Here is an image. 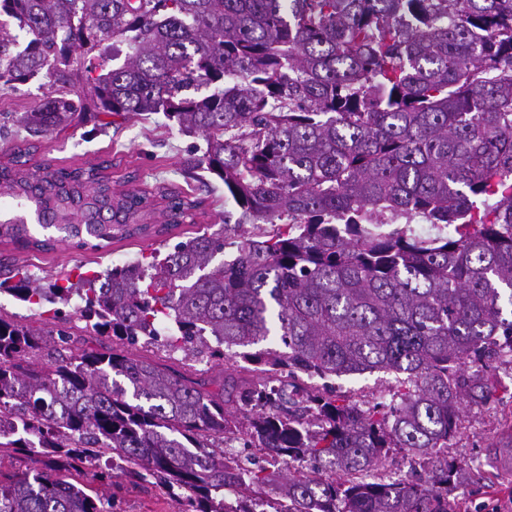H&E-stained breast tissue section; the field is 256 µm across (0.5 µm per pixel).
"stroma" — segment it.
<instances>
[{
	"label": "stroma",
	"instance_id": "obj_1",
	"mask_svg": "<svg viewBox=\"0 0 512 512\" xmlns=\"http://www.w3.org/2000/svg\"><path fill=\"white\" fill-rule=\"evenodd\" d=\"M50 91L45 75L8 89L0 85V117L7 136L0 137V152L21 143L26 132L18 120ZM206 148L201 135L181 130L176 120L161 112L144 116L100 115L98 122L74 125L40 137L29 161L30 169L50 164L74 168L112 162L113 182H121L130 170H139L147 185L167 183L184 194L204 198L203 214L192 224H181L162 235L112 240L98 251L79 250L70 243L53 250L37 251L0 241V271L22 267L41 284L57 274L71 281L93 276L106 269L131 263L152 251L167 254L180 241L204 230L220 229L225 212L235 211L233 200L224 195V184L209 173L200 159ZM0 315L32 329L43 331L53 323L52 304L32 305L0 291ZM481 375L492 389L484 402H463L458 430L441 449L463 477L450 485L448 496L456 512H512V357L504 355L487 361ZM338 396L362 408L390 403L399 384L395 374L373 372L333 378ZM180 504L160 486L129 489L118 493L114 512H180Z\"/></svg>",
	"mask_w": 512,
	"mask_h": 512
}]
</instances>
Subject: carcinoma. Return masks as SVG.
Segmentation results:
<instances>
[{"label":"carcinoma","mask_w":512,"mask_h":512,"mask_svg":"<svg viewBox=\"0 0 512 512\" xmlns=\"http://www.w3.org/2000/svg\"><path fill=\"white\" fill-rule=\"evenodd\" d=\"M0 81L46 70L57 94L23 113L29 135L101 112H164L205 137L207 169L241 219L288 230L247 238L226 259L224 231H205L162 259L46 288L27 275L23 302L76 295L84 330L112 348L73 353L70 315L41 332L0 316V512H112L100 486L151 480L181 512H455L448 447L462 401L489 390L478 366L512 354V0H0ZM123 37L132 54L97 76L81 51ZM17 151L0 163L12 206L0 240L47 251L26 214L52 221L55 185L75 182L112 224H67L80 247L148 232L144 194L115 192L95 167L42 168ZM454 227L422 240L373 218ZM345 223H336V217ZM277 333L285 350L251 351ZM162 343L221 364L224 349L272 380L393 372L384 407L337 404L314 383L272 396L224 378L250 412L245 438L307 463L276 485L228 460L239 432L224 397L181 371L131 353ZM53 344L48 361L30 355ZM393 448L429 466L417 481L345 480ZM231 489L233 498L221 495Z\"/></svg>","instance_id":"obj_1"}]
</instances>
